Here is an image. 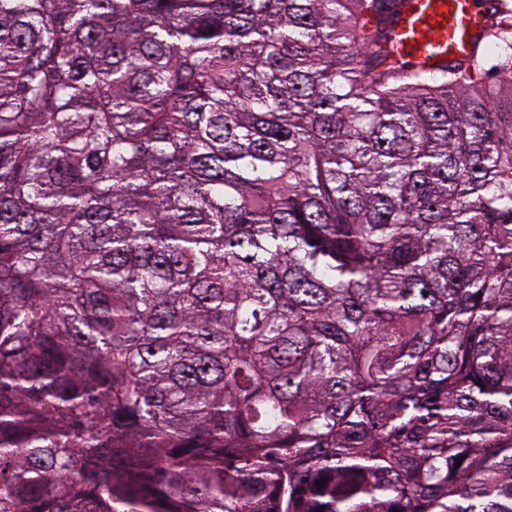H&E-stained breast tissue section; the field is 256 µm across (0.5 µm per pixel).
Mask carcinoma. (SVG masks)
<instances>
[{
	"label": "carcinoma",
	"mask_w": 512,
	"mask_h": 512,
	"mask_svg": "<svg viewBox=\"0 0 512 512\" xmlns=\"http://www.w3.org/2000/svg\"><path fill=\"white\" fill-rule=\"evenodd\" d=\"M406 2L0 0V512H512V0ZM493 0H409L394 25L404 59L432 72L470 57L484 39Z\"/></svg>",
	"instance_id": "obj_1"
}]
</instances>
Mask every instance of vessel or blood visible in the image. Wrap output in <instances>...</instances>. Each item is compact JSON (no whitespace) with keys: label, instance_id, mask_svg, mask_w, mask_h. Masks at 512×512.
Segmentation results:
<instances>
[{"label":"vessel or blood","instance_id":"b4317fda","mask_svg":"<svg viewBox=\"0 0 512 512\" xmlns=\"http://www.w3.org/2000/svg\"><path fill=\"white\" fill-rule=\"evenodd\" d=\"M494 0H408L394 25L404 59L431 72L470 57L480 44Z\"/></svg>","mask_w":512,"mask_h":512}]
</instances>
